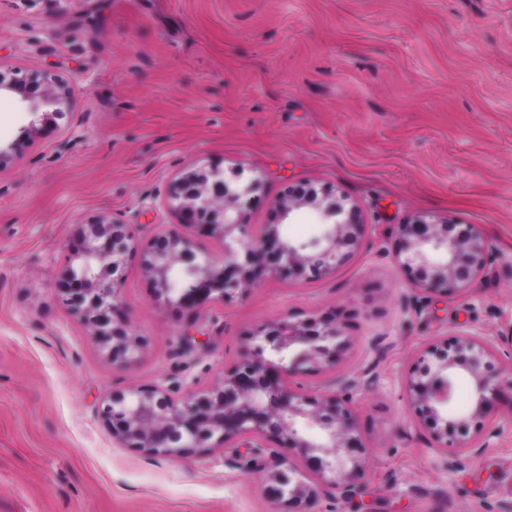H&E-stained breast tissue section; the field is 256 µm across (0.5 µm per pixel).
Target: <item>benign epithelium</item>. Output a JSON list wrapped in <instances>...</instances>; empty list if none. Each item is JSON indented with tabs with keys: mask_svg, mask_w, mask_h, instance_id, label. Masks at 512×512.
<instances>
[{
	"mask_svg": "<svg viewBox=\"0 0 512 512\" xmlns=\"http://www.w3.org/2000/svg\"><path fill=\"white\" fill-rule=\"evenodd\" d=\"M2 92L15 95L41 122L64 117L70 106L66 84L47 72L10 79L0 73ZM257 189V181L228 179L217 165L193 168L174 182L169 207L181 224L224 240L221 261L175 229L159 230L140 246L130 224L100 216L79 225L57 290L112 364L128 366L144 348L115 277L133 256H139L158 299L199 310L215 299L229 301L267 277H324L360 245L366 225L359 208L346 198L327 203L303 186L287 187L270 223L253 232L245 209ZM303 208L319 216L322 235L309 241L282 237L280 225ZM392 254L415 292L452 295L473 284L495 259V247L474 224L417 216L396 225ZM348 319L333 309L265 323L249 333L241 358L208 390L180 398L159 385L112 393L98 416L127 447L172 459L241 441L272 449L268 478L276 512H315L325 494L351 504L361 496L368 453L355 396L373 386L374 365L339 387L334 381L307 389L294 384L297 377L336 366L348 346ZM500 343L512 345V326L496 336L478 330L446 336L425 346L407 373L404 388L414 419L427 427L430 447L447 469L502 435L495 417L506 396L512 412V378L502 372ZM461 376L471 383L470 407L450 416ZM295 456L318 484L297 476L290 466Z\"/></svg>",
	"mask_w": 512,
	"mask_h": 512,
	"instance_id": "benign-epithelium-1",
	"label": "benign epithelium"
}]
</instances>
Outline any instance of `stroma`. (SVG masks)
<instances>
[{"label": "stroma", "mask_w": 512, "mask_h": 512, "mask_svg": "<svg viewBox=\"0 0 512 512\" xmlns=\"http://www.w3.org/2000/svg\"><path fill=\"white\" fill-rule=\"evenodd\" d=\"M49 71L67 118L33 127L0 95V512H273L248 448L169 459L125 447L109 393L214 385L248 331L351 312L336 372L374 364L355 399L370 449L360 505L320 512H512V428L445 469L412 415L416 353L512 318V0H0V73ZM208 164L257 180L248 224L286 186L357 203L367 230L320 280L270 278L193 312L157 302L138 260L120 299L147 340L112 365L55 282L78 225L108 215L139 240L179 224L167 192ZM416 215L474 224L497 258L467 291L414 305L381 251Z\"/></svg>", "instance_id": "obj_1"}]
</instances>
